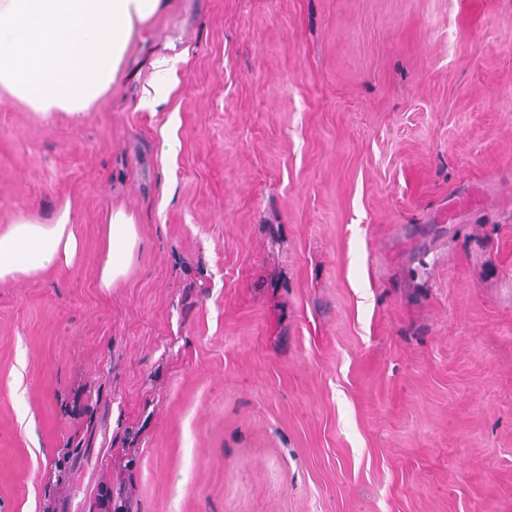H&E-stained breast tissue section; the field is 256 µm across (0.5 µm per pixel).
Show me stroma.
Masks as SVG:
<instances>
[{"instance_id": "obj_1", "label": "stroma", "mask_w": 512, "mask_h": 512, "mask_svg": "<svg viewBox=\"0 0 512 512\" xmlns=\"http://www.w3.org/2000/svg\"><path fill=\"white\" fill-rule=\"evenodd\" d=\"M67 202L0 282V512H512V0H172L79 120L0 96V226ZM180 59L160 57L153 64L154 73L149 87L144 90L140 100V108L154 110L157 106L166 103L177 90V63ZM74 222L75 215L67 202L50 222L18 216L0 227V282L72 267L83 247ZM104 243L100 251L97 280L109 289L123 279L139 251L141 238L137 218L123 207L110 208L104 215Z\"/></svg>"}]
</instances>
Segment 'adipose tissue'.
<instances>
[{
	"label": "adipose tissue",
	"instance_id": "adipose-tissue-1",
	"mask_svg": "<svg viewBox=\"0 0 512 512\" xmlns=\"http://www.w3.org/2000/svg\"><path fill=\"white\" fill-rule=\"evenodd\" d=\"M169 0H0V94L50 116L80 117L101 105L120 79L128 50ZM140 100L155 109L177 90V61L157 58ZM99 287L123 279L139 251L135 215H104ZM83 242L70 205L51 221L20 216L0 227V282L69 268Z\"/></svg>",
	"mask_w": 512,
	"mask_h": 512
}]
</instances>
